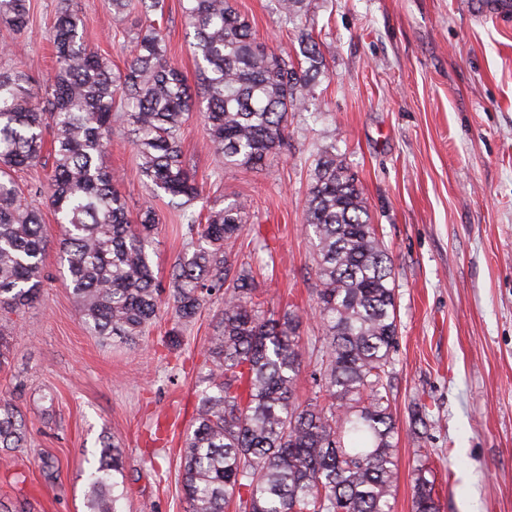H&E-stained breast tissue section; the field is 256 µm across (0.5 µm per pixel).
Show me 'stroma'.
Listing matches in <instances>:
<instances>
[{"label":"stroma","mask_w":512,"mask_h":512,"mask_svg":"<svg viewBox=\"0 0 512 512\" xmlns=\"http://www.w3.org/2000/svg\"><path fill=\"white\" fill-rule=\"evenodd\" d=\"M60 0H29V22L0 21V68L37 84L53 79ZM87 41L124 69L140 22L116 31L108 0H76ZM482 0H310L302 23L327 73L288 138L259 170L227 169L200 120L181 129L185 161L207 202L238 199L250 221L233 248L251 268L266 309L301 317L305 350L297 385L311 397L319 282L304 228L311 164L335 152L355 173L392 256L397 345L391 358L397 460L391 512H414L421 464L435 476L440 512H512V10L486 14ZM183 0L156 18L188 84L198 68ZM267 51L295 50V27L275 0H235ZM130 215L154 207L150 250L161 282L193 251L166 200L152 197L132 144L114 128L105 156ZM48 237L45 282L33 304L0 313V397L13 400L27 443L0 447V501L24 512H86L84 486L104 441L123 450L117 512H185L184 434L208 387V348L221 299L183 326L169 314L136 343L91 335L63 279L59 226L39 188L41 166L16 172ZM56 467L45 479L43 459Z\"/></svg>","instance_id":"1"}]
</instances>
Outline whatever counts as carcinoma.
<instances>
[{
	"mask_svg": "<svg viewBox=\"0 0 512 512\" xmlns=\"http://www.w3.org/2000/svg\"><path fill=\"white\" fill-rule=\"evenodd\" d=\"M28 0H0V20L29 21ZM145 25L125 71L88 48L73 0L55 25V76L44 88L20 70L0 71V311L31 304L43 286L47 245L40 211L24 203L12 173L41 162L51 135L49 204L60 225V259L88 330L134 341L159 314L160 293L148 248L158 217L137 222L105 165L113 123L121 121L152 194L188 225L194 251L171 272L169 301L182 325L216 294L220 326L208 356V390L183 446L186 512H391L396 470L388 367L397 341L392 261L371 222L359 180L330 149L313 159L305 202L319 281L322 327L314 395L298 401L300 316H275L254 300L252 271L235 268L231 248L249 213L234 199L208 210L182 159L180 130L193 115L226 167L256 169L282 147L288 113L301 110L324 73L312 35L298 30L301 58L268 53L233 0H185L200 69L193 90L170 62L165 36L149 16L160 0H139ZM123 28L130 0H110ZM306 0H277L288 19ZM26 426L13 401L0 399V447L16 448ZM122 452L103 442L84 491L87 512H116ZM415 512H439L433 482L415 485Z\"/></svg>",
	"mask_w": 512,
	"mask_h": 512,
	"instance_id": "carcinoma-1",
	"label": "carcinoma"
}]
</instances>
